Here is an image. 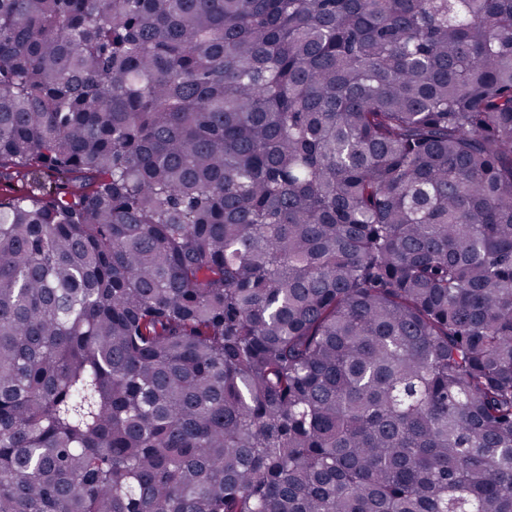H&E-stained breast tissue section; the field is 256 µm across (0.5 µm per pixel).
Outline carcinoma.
Wrapping results in <instances>:
<instances>
[{
  "label": "carcinoma",
  "instance_id": "cac0c4a2",
  "mask_svg": "<svg viewBox=\"0 0 512 512\" xmlns=\"http://www.w3.org/2000/svg\"><path fill=\"white\" fill-rule=\"evenodd\" d=\"M0 512H512V0H0Z\"/></svg>",
  "mask_w": 512,
  "mask_h": 512
}]
</instances>
